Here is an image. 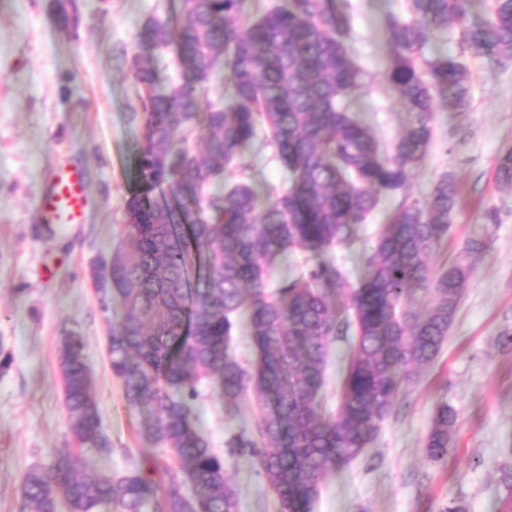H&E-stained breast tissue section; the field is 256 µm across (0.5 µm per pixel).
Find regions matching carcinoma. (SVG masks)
Masks as SVG:
<instances>
[{"mask_svg": "<svg viewBox=\"0 0 512 512\" xmlns=\"http://www.w3.org/2000/svg\"><path fill=\"white\" fill-rule=\"evenodd\" d=\"M468 2L412 0L415 19L390 22L387 80L414 122L387 155L345 104L362 71L344 42L348 16L334 0H183V16L145 20L138 43L173 49L179 77L159 91L153 61L132 59L143 91L132 118L143 141L103 294L125 310L112 325V375L130 408H147L145 441L172 452L177 465L153 453L103 479L63 448L48 468L25 474L20 512H56L61 502L69 512H240L224 456L192 419L203 383L229 419L246 394L255 396L253 430L225 445L254 458L280 512H312L323 479L364 453L412 372L447 340L484 243L469 241L462 260L432 271L429 255L447 238L456 206L443 176L425 204H397L357 285L328 254L354 241L381 195L406 187L430 150L435 98L468 104L465 66L424 57L427 44L455 30L464 49L512 57V0H491L478 24ZM222 66L231 97L205 109L204 92ZM261 126L291 173L286 189L264 197L246 167L234 183L223 178ZM196 136L203 147L193 145ZM299 250L308 258L297 273L272 282ZM336 292L346 298L339 308ZM242 316L256 353L250 369L233 349ZM338 340L350 349L336 411L327 413L322 391ZM59 369L78 446L110 453L76 332L62 337ZM456 424L454 408L438 406L425 441L432 465L446 462Z\"/></svg>", "mask_w": 512, "mask_h": 512, "instance_id": "1", "label": "carcinoma"}]
</instances>
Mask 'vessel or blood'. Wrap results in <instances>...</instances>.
<instances>
[{
  "mask_svg": "<svg viewBox=\"0 0 512 512\" xmlns=\"http://www.w3.org/2000/svg\"><path fill=\"white\" fill-rule=\"evenodd\" d=\"M86 205V193L81 171L74 167L59 166L39 207L47 221L66 225L80 223Z\"/></svg>",
  "mask_w": 512,
  "mask_h": 512,
  "instance_id": "vessel-or-blood-1",
  "label": "vessel or blood"
}]
</instances>
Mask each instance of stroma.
I'll list each match as a JSON object with an SVG mask.
<instances>
[{
    "mask_svg": "<svg viewBox=\"0 0 512 512\" xmlns=\"http://www.w3.org/2000/svg\"><path fill=\"white\" fill-rule=\"evenodd\" d=\"M181 0H0V512H19L21 482L48 466L58 449L74 447L58 366L63 336L84 338L85 358L112 452L82 455L100 476L116 477L132 457L148 454L140 436L146 410L130 408L110 367L108 334L119 304H105L91 272L107 262L134 188L143 130L133 121L140 90L130 72L135 34ZM346 44L364 73L347 98L350 112L385 146L413 120L387 81L390 20H412L410 0H344ZM425 57L459 56L467 65L470 104L437 105L434 138L402 192L425 202L440 177L451 179L459 205L448 239L429 257L433 268L456 260L467 241L484 239L476 264L434 362L409 384L365 452L323 481L313 512H443L464 500L469 512H506L498 485L503 451L512 448V186L496 176L512 151V58L462 49L456 34L437 36ZM79 168L87 187L81 223L56 228L38 208L54 168ZM401 196V197H402ZM399 199V198H398ZM398 199L382 197L350 249L335 257L350 283ZM448 403L458 425L445 466L425 457L434 411ZM253 396L240 415L224 417L206 393L194 422L214 448L251 426ZM241 512H277V497L246 455L228 460Z\"/></svg>",
    "mask_w": 512,
    "mask_h": 512,
    "instance_id": "obj_1",
    "label": "stroma"
}]
</instances>
